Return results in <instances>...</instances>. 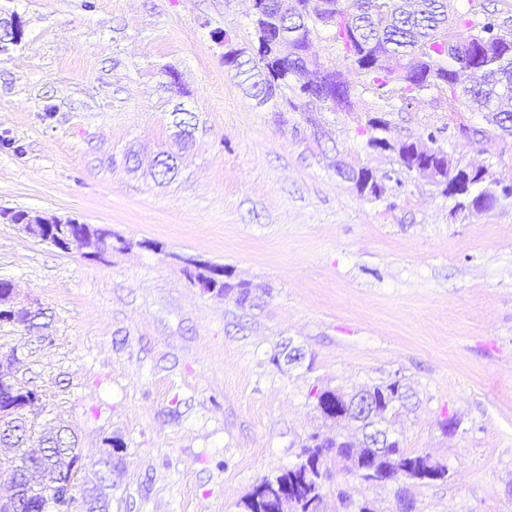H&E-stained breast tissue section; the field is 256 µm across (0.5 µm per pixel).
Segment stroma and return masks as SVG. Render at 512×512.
<instances>
[{"label":"stroma","mask_w":512,"mask_h":512,"mask_svg":"<svg viewBox=\"0 0 512 512\" xmlns=\"http://www.w3.org/2000/svg\"><path fill=\"white\" fill-rule=\"evenodd\" d=\"M0 8L23 31L0 56V278L51 317L50 344L22 374L75 433L71 512L114 439L111 512H240L324 432L315 391L396 376L411 399L395 436L448 478L352 481L356 505L396 512L407 486L415 512H512V198L459 208L371 144L433 132L452 161L502 186L511 136L437 89L407 109L379 97L323 26L310 52L348 81L350 105L289 87L258 103L219 42L253 44L251 0ZM177 107L198 129L176 178L159 184L142 170L177 149ZM130 149L140 171L125 164ZM361 168L384 179L380 197L347 179ZM18 209L106 225L127 246L99 259L61 251L4 219ZM185 257L248 284L251 306L203 292ZM285 343L300 362L273 363ZM448 415L460 421L451 436Z\"/></svg>","instance_id":"obj_1"}]
</instances>
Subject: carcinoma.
<instances>
[{"label":"carcinoma","mask_w":512,"mask_h":512,"mask_svg":"<svg viewBox=\"0 0 512 512\" xmlns=\"http://www.w3.org/2000/svg\"><path fill=\"white\" fill-rule=\"evenodd\" d=\"M475 12H451L448 0H421L420 9L412 16L398 23L384 26L382 20H373L365 15L348 13L345 7L336 11V21L330 25L333 39L340 44L346 56L355 59L359 67L368 68V74L376 89L398 97L402 104L410 105L425 92L439 87L448 92V97L457 98L458 88L453 83L457 71V58L453 54V43L469 40L476 43L484 38L486 30L499 21L494 12L483 11L482 19L474 18ZM319 19L308 16L300 22L303 31L300 37L288 43L291 59L279 64L276 69V92L288 87L300 63L304 62L306 51ZM498 43L506 56L499 54L481 58L489 72L490 79L477 86L468 101L478 110L491 114V123L503 135L512 136V32L503 34L495 31ZM424 51L427 62L412 70H403L400 65L416 50ZM224 66L235 75L256 78L251 84L254 95L267 93L269 63L262 57L237 62L224 60ZM444 177L447 178L443 193H451L454 172L451 163L444 158V151L438 150L433 158ZM496 191L484 185L480 178L472 179L467 196L477 203L476 212L490 210ZM91 229L74 219L62 225L57 240L67 242L77 235L87 236ZM218 295L230 297L238 307L250 302V289L245 283L230 285L222 283ZM367 392L375 401L373 418L384 424L388 417L404 405L407 399L405 386L389 381L375 385ZM316 410L326 422L351 421L364 428L367 418L348 413L347 405L355 395L335 389H324L315 393ZM40 439L47 443L45 463L63 469H71L81 459L75 441L70 435H52L46 430ZM369 450H356L353 441L340 434L313 433L302 446L300 461L280 471L272 478H264L253 492L242 502V512H281L280 494L286 493L293 499L292 512H323L327 483L332 479V465H340L339 471L348 479L366 484L381 483L394 473L402 474L409 484L425 481H440L448 475L444 465L433 464L427 457L412 454L403 448L396 437H391L387 450L374 456L371 469H364Z\"/></svg>","instance_id":"carcinoma-1"}]
</instances>
